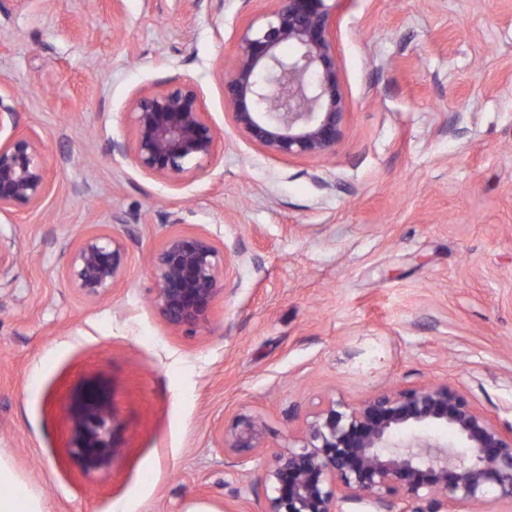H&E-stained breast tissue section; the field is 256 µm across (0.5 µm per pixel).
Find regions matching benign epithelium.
<instances>
[{
	"instance_id": "obj_1",
	"label": "benign epithelium",
	"mask_w": 512,
	"mask_h": 512,
	"mask_svg": "<svg viewBox=\"0 0 512 512\" xmlns=\"http://www.w3.org/2000/svg\"><path fill=\"white\" fill-rule=\"evenodd\" d=\"M272 10L241 32L224 98L233 128L275 157H324L341 134L344 99L332 41L330 0H273ZM292 47L287 52L284 47ZM12 97L0 96V212L37 206L50 192L39 135L22 131ZM132 143L112 151L132 154L144 174L177 180L217 161L219 134L191 82L141 93L131 107ZM69 284L98 299L117 287L128 263L122 235L112 228L82 231L62 246ZM224 246L201 230L175 229L152 256L157 312L174 329L202 328L226 288ZM68 448L87 471L112 465L113 412L96 384L73 399ZM448 427L458 444L419 434ZM409 432L404 441L394 439ZM224 453L251 461L264 447V425L246 413L223 427ZM257 480L264 512H342L347 501L368 500L378 512H448L482 502L493 488L512 502V430L479 414L467 398L433 384L392 390L354 407L329 401L307 424L302 444L274 455Z\"/></svg>"
}]
</instances>
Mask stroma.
Wrapping results in <instances>:
<instances>
[{
	"label": "stroma",
	"mask_w": 512,
	"mask_h": 512,
	"mask_svg": "<svg viewBox=\"0 0 512 512\" xmlns=\"http://www.w3.org/2000/svg\"><path fill=\"white\" fill-rule=\"evenodd\" d=\"M272 0H0V90L41 137L51 191L0 213L14 279L0 291V451L48 512H263L255 482L328 400L428 383L512 428V0H338L342 136L281 159L224 107L247 23ZM198 85L218 160L179 184L146 176L131 102ZM132 224L123 282L88 300L61 246ZM223 243L230 284L209 324L151 303L170 225ZM111 394L109 468L68 449L87 382ZM265 424L248 467L232 416ZM224 453L239 465L251 461L264 446V425L259 418L246 413L234 415L221 433Z\"/></svg>",
	"instance_id": "35a3bbf8"
}]
</instances>
